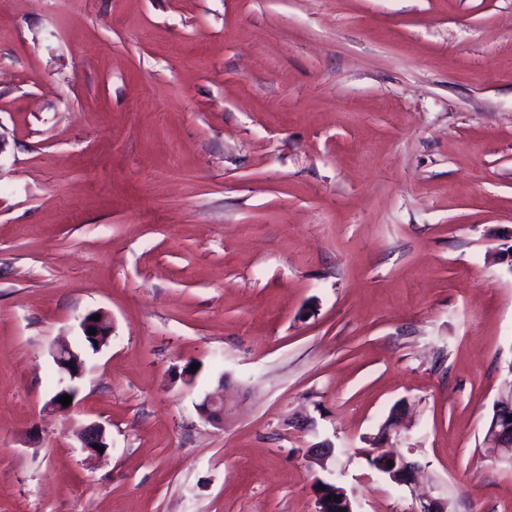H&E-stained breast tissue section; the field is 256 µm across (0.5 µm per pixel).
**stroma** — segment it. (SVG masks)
Wrapping results in <instances>:
<instances>
[{"label": "stroma", "instance_id": "1", "mask_svg": "<svg viewBox=\"0 0 512 512\" xmlns=\"http://www.w3.org/2000/svg\"><path fill=\"white\" fill-rule=\"evenodd\" d=\"M511 248L512 0H0V512H512ZM97 314H100V320L99 321L91 320V317H93L94 315H97ZM107 324L111 325L108 315L103 311H97L93 314H88L87 316H85L79 324V328L81 330V337L85 338L84 344H86V345H88L90 343L94 344L95 351L100 350L104 346L102 344L103 342H105V345H106L109 342L108 340L112 334V330L109 333H107V335H105V333L102 331L104 326H106ZM90 328H93L94 330H96L95 335L89 334ZM102 336H109V337L104 341ZM52 357L62 374L61 385L66 382V378L73 383L84 375L85 362L80 351L66 345H59L53 348ZM221 392L207 394L197 405V409L202 418L206 421L224 425V420L228 417L231 407L229 401L224 399V383H220ZM512 391L499 397L493 418L490 420L484 437L486 448L502 457L512 460ZM80 442L81 448L92 453L99 452L98 448H94L95 444H98V447H104V450L109 446L106 439V429L99 422L91 423L82 430ZM371 460H376L380 471L388 475L389 479L397 485L412 486L418 480L419 466L415 462L407 461L401 455H378L371 457ZM388 461H391L392 467L388 466ZM320 487H324V490H320ZM316 494L318 508L316 512H342L340 508H345V512H354L351 499L344 488L336 490L335 486L330 489L319 483ZM333 496H340V499H333ZM327 497H331V501H327Z\"/></svg>", "mask_w": 512, "mask_h": 512}]
</instances>
